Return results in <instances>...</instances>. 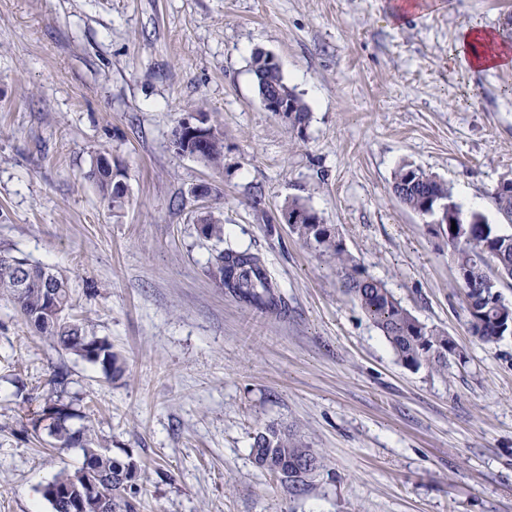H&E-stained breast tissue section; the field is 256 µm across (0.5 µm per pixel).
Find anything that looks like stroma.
I'll return each instance as SVG.
<instances>
[{"label": "stroma", "mask_w": 512, "mask_h": 512, "mask_svg": "<svg viewBox=\"0 0 512 512\" xmlns=\"http://www.w3.org/2000/svg\"><path fill=\"white\" fill-rule=\"evenodd\" d=\"M396 2L0 0V253L58 270L72 314L125 361L105 378L0 297V512H52L44 487L82 465L29 423L58 368L86 415L74 427L139 464L140 512H512V336L471 334L446 238L393 190L411 164L512 233L494 201L512 176V67L456 56L464 26L511 33L512 0L403 17ZM258 50L308 105L304 128L263 108ZM190 116L223 133L222 169L174 150ZM102 155L125 175L118 212L87 178ZM292 197L447 332V369L397 360L328 259L274 223ZM205 211L223 244L264 257L284 313L210 275ZM271 424L321 458L308 492L255 466ZM200 233L208 239L224 241V224L221 218L216 217L213 212L202 213L197 219Z\"/></svg>", "instance_id": "1"}]
</instances>
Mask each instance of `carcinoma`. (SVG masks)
<instances>
[{
  "mask_svg": "<svg viewBox=\"0 0 512 512\" xmlns=\"http://www.w3.org/2000/svg\"><path fill=\"white\" fill-rule=\"evenodd\" d=\"M252 72L260 96L287 88L280 66L269 61V55L264 52L253 54ZM288 95L293 102V108L288 112V125L293 128L306 125L309 120L307 104L291 90ZM181 150L202 154V162L211 168L224 167V138L219 131L205 146L190 141L181 146ZM89 179L112 208L124 206L126 191L112 183L109 170L97 167L90 171ZM393 187L400 201L429 220V223H436L446 213L448 220L463 228L460 237H448V249L457 270L466 272L471 278V283L460 284L468 297L473 298L484 292L482 285L488 275L483 257L489 249L497 252L496 279H512V233L500 232L476 212L467 219L463 218L448 186L419 168L400 166L394 172ZM494 199L498 213L511 224L512 192H497ZM444 204L447 205L445 213L440 209ZM281 210L290 216H299L298 223L292 225L293 231L307 245L328 258L336 269L343 292L358 304L380 330L403 366L412 370H442L448 367V335L422 323L383 282L371 276L343 246L332 225L323 223L312 207L297 198L288 199ZM197 224L204 237L224 241L223 221L214 213L201 214ZM28 269L32 282L28 287L20 288V270L12 267L7 257L0 255V293L9 295L25 322L52 344L99 367L106 377L112 379L121 375L124 362L121 355L112 350V344L88 335L82 320L64 315L71 307V295L65 279L52 268L39 263H28ZM210 274L228 293L259 310L273 312L281 306L276 285L267 273L264 258L258 252L228 246L214 256ZM51 293L58 308L56 316L47 312ZM508 321V316L500 313L492 303L485 306L483 315L468 316L469 329L485 343L499 340L498 326ZM49 385L50 390L39 406L33 427L45 421L48 435L56 445L68 448L77 444L82 456L94 457L106 474L103 497L119 503L120 512H137L133 501L124 497L127 487L113 476L115 470L124 469L128 472V481H134L138 472L137 463L130 458L123 460L109 455L106 445L91 432L90 427H72V420L80 417V414L72 402L63 399L67 385L65 371L54 372ZM250 455L259 469L280 480L294 494L307 491L315 474L322 468L320 458L312 449L273 425L254 434ZM72 477L74 474L62 472L44 488L43 496L51 504L53 512H68L63 495L74 490L76 483Z\"/></svg>",
  "mask_w": 512,
  "mask_h": 512,
  "instance_id": "cac0c4a2",
  "label": "carcinoma"
}]
</instances>
